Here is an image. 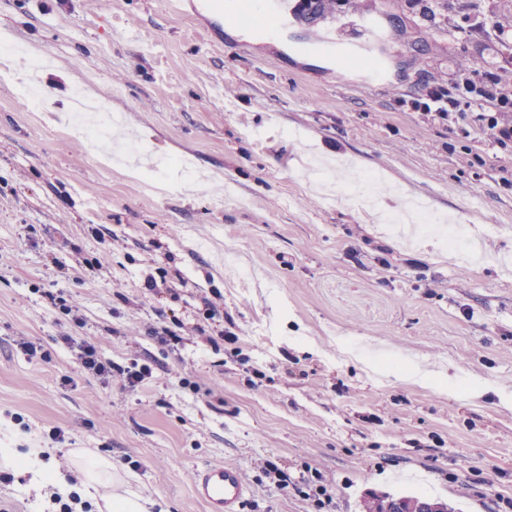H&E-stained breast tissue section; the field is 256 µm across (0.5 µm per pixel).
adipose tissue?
I'll return each instance as SVG.
<instances>
[{"mask_svg":"<svg viewBox=\"0 0 512 512\" xmlns=\"http://www.w3.org/2000/svg\"><path fill=\"white\" fill-rule=\"evenodd\" d=\"M78 470L81 474L78 490L98 512H154L162 505L161 500L125 488L105 458L88 457L79 463Z\"/></svg>","mask_w":512,"mask_h":512,"instance_id":"ef3b65f1","label":"adipose tissue"}]
</instances>
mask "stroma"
Returning a JSON list of instances; mask_svg holds the SVG:
<instances>
[{"label":"stroma","instance_id":"1","mask_svg":"<svg viewBox=\"0 0 512 512\" xmlns=\"http://www.w3.org/2000/svg\"><path fill=\"white\" fill-rule=\"evenodd\" d=\"M367 17L386 57L427 42V85L491 72L512 91V0H448V29L411 16L395 35L376 0H349L296 26L297 52L162 0H0V36L55 59L43 112L0 76V459L21 464L0 463V512H52L41 474L79 450L168 512H206L192 487L211 462L241 469L244 512H317L319 484L333 512L387 492L512 501V152L401 107L411 82L309 52ZM82 81L164 180L69 132ZM311 157L380 175L384 211L420 201L472 225L470 249L327 206ZM83 340L149 375L85 371Z\"/></svg>","mask_w":512,"mask_h":512}]
</instances>
